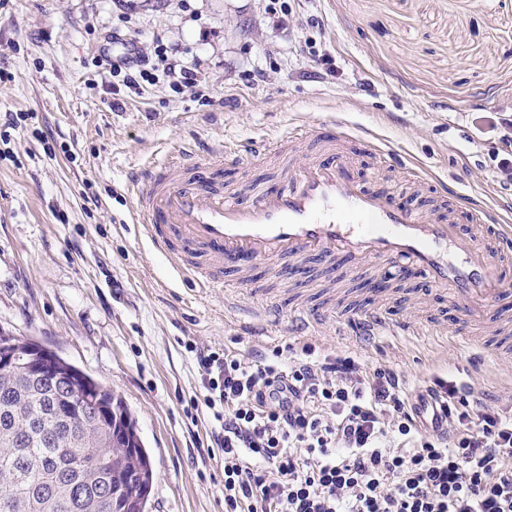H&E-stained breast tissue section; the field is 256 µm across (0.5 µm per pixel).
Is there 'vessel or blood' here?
I'll use <instances>...</instances> for the list:
<instances>
[{
  "label": "vessel or blood",
  "instance_id": "b4317fda",
  "mask_svg": "<svg viewBox=\"0 0 512 512\" xmlns=\"http://www.w3.org/2000/svg\"><path fill=\"white\" fill-rule=\"evenodd\" d=\"M349 137L345 130L336 139L319 130L289 132L282 145L306 138L322 152L290 161L270 187L225 183L224 161L234 149L179 153L132 179L142 231L185 279L208 292L247 285L262 261L317 256L330 268L383 262L401 274H424L456 300L465 321L480 317L481 303L501 294L500 256L512 251V219L491 226L479 207L435 214L416 206L413 190L372 183L359 173L343 147ZM460 215L492 233L495 248L476 239L461 245ZM294 312L300 329L329 316L318 305Z\"/></svg>",
  "mask_w": 512,
  "mask_h": 512
}]
</instances>
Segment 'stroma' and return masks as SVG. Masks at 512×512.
<instances>
[{"instance_id":"35a3bbf8","label":"stroma","mask_w":512,"mask_h":512,"mask_svg":"<svg viewBox=\"0 0 512 512\" xmlns=\"http://www.w3.org/2000/svg\"><path fill=\"white\" fill-rule=\"evenodd\" d=\"M115 30L145 51L174 49L197 88L113 92L93 60ZM323 57L336 66L324 78ZM9 112L23 119L0 123V332L38 341L122 397L153 464L146 512H224L211 419L186 413L201 391L190 342L246 360L308 346L397 369L416 391L443 376L512 406V359H496L512 321L486 313L454 341L379 328L357 349L362 309L388 302L453 333L456 303L421 277L367 296L385 270L365 263L337 273L331 316L299 332L287 316L313 294L311 278L260 263L254 276L281 318L253 335L252 296L230 308L184 281L132 221L127 189L133 171L183 149L273 146L287 128L335 120L388 145L359 163L398 185L407 161L419 163L433 173L425 199L461 195L499 221L512 213L494 166L507 145L488 122L512 119V0H0V119Z\"/></svg>"}]
</instances>
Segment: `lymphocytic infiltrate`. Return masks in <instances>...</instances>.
<instances>
[{
    "label": "lymphocytic infiltrate",
    "mask_w": 512,
    "mask_h": 512,
    "mask_svg": "<svg viewBox=\"0 0 512 512\" xmlns=\"http://www.w3.org/2000/svg\"><path fill=\"white\" fill-rule=\"evenodd\" d=\"M109 74L134 90L198 82L160 45L110 61ZM187 350L224 456V512H512V409L475 388L434 378L425 393L439 416L425 428L390 367Z\"/></svg>",
    "instance_id": "lymphocytic-infiltrate-1"
}]
</instances>
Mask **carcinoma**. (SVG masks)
<instances>
[{"label":"carcinoma","instance_id":"carcinoma-1","mask_svg":"<svg viewBox=\"0 0 512 512\" xmlns=\"http://www.w3.org/2000/svg\"><path fill=\"white\" fill-rule=\"evenodd\" d=\"M60 376L0 372V512H139L154 471L122 400Z\"/></svg>","mask_w":512,"mask_h":512}]
</instances>
